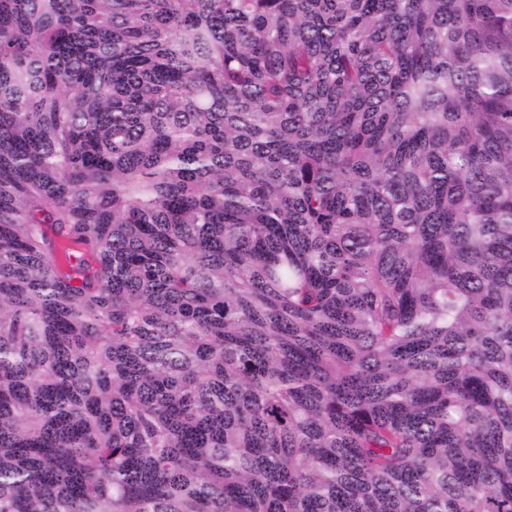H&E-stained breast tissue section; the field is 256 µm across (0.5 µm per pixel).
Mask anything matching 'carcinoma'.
Segmentation results:
<instances>
[{"label": "carcinoma", "mask_w": 512, "mask_h": 512, "mask_svg": "<svg viewBox=\"0 0 512 512\" xmlns=\"http://www.w3.org/2000/svg\"><path fill=\"white\" fill-rule=\"evenodd\" d=\"M0 512H512V0H0Z\"/></svg>", "instance_id": "cac0c4a2"}]
</instances>
